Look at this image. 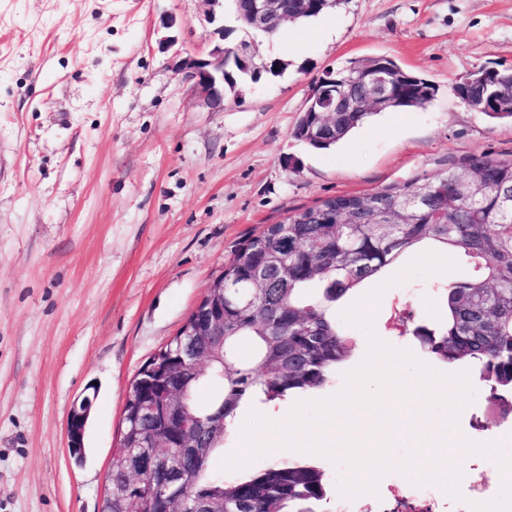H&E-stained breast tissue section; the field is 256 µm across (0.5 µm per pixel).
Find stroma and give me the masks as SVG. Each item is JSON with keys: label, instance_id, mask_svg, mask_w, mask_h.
<instances>
[{"label": "stroma", "instance_id": "obj_1", "mask_svg": "<svg viewBox=\"0 0 512 512\" xmlns=\"http://www.w3.org/2000/svg\"><path fill=\"white\" fill-rule=\"evenodd\" d=\"M168 35L205 55L203 0H0V512H100L136 374L245 239L329 196L512 155V125L450 90L512 67V0H341L258 37L280 74L220 112L177 71ZM373 56L436 85L433 100L327 150L297 139L314 83ZM457 278L389 289L377 335L420 354L390 316L444 324L433 289ZM91 384L74 456L67 416Z\"/></svg>", "mask_w": 512, "mask_h": 512}]
</instances>
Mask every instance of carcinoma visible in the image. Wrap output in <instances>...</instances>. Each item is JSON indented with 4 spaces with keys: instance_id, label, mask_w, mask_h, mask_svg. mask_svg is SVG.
<instances>
[{
    "instance_id": "cac0c4a2",
    "label": "carcinoma",
    "mask_w": 512,
    "mask_h": 512,
    "mask_svg": "<svg viewBox=\"0 0 512 512\" xmlns=\"http://www.w3.org/2000/svg\"><path fill=\"white\" fill-rule=\"evenodd\" d=\"M339 0H312L296 22L315 18L334 8ZM386 63L398 75L391 111L421 108L437 89L388 58ZM365 60L349 62L336 73L337 86L350 89L362 81ZM258 69L237 72L235 80L224 83V99L235 97L239 88L253 79ZM512 86V68L493 70L488 85L452 83L451 91L464 99L493 93L498 85ZM370 112H344L336 132L313 133L317 106L308 99L294 129L296 138L314 149H329L362 126ZM484 171L485 189L470 195L458 188L465 171L448 170L428 179L415 178L363 195H349L353 204L371 203L389 209L412 194L423 183L444 184L446 193L436 194L430 206L420 210L419 224H305L288 225V241L281 227L270 224L247 239L224 271V349L210 353L209 375L192 379L190 397L185 401L188 433L196 420L218 410L224 412V431H229L237 410L246 401H283L291 395L312 393L323 388L336 369L351 354L348 338L336 320V306L349 294L380 279L420 248L437 251L460 249L470 258L473 271L439 289L448 319L440 328L417 325L411 330L424 352L445 363H470L489 388L486 402L492 407L493 423L512 420V160L472 159L469 168ZM324 256L328 263L309 268L308 252ZM275 252L288 259L292 276L286 288H271L268 299L253 308L243 307L253 292L250 272L265 256ZM495 288L493 298L486 289ZM288 309V323L273 336L268 323L273 306ZM248 344L251 357L237 355ZM290 354L288 369L273 373L266 366ZM208 390L207 407H200L196 394ZM225 436H211L204 450V463L193 464L182 449L168 448L185 470L183 485L191 499H224L227 512H316L327 494L324 471L309 462L275 461L245 476L226 479L209 468L212 457L224 448ZM132 465L112 464L107 481L121 488L128 485ZM156 478L141 473L134 496L148 502L154 512L164 506L155 494Z\"/></svg>"
}]
</instances>
